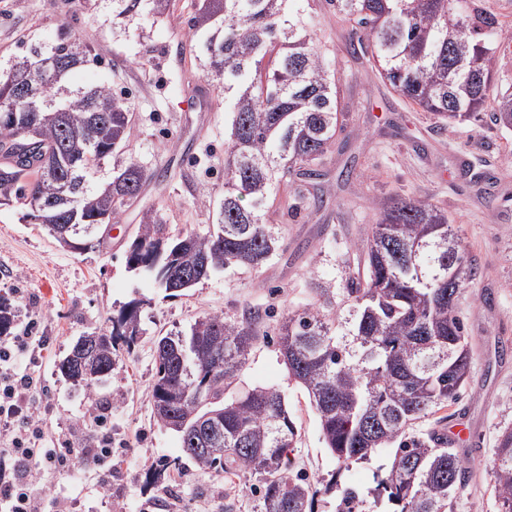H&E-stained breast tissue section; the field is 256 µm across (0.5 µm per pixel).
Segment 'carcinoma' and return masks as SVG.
Returning a JSON list of instances; mask_svg holds the SVG:
<instances>
[{
    "label": "carcinoma",
    "mask_w": 512,
    "mask_h": 512,
    "mask_svg": "<svg viewBox=\"0 0 512 512\" xmlns=\"http://www.w3.org/2000/svg\"><path fill=\"white\" fill-rule=\"evenodd\" d=\"M336 12L364 32L381 75L407 100L444 122L465 121L493 105L495 124L512 129V94L493 95L494 62L502 35L496 16L470 0H331ZM171 0H112L116 18L163 13ZM200 34L207 75L224 79L229 136L224 145V200L209 234L177 230L150 209L126 250L129 271L145 274L177 298L214 272L257 270L276 254L277 233L267 204L280 184H317L320 161L332 146L342 111L334 75L308 26L304 0H199L191 19ZM276 64L262 70L269 48ZM63 66L41 84L39 97L14 108L16 83L33 56ZM100 59L92 45L64 29L51 44L30 40L0 65V204L29 199L31 217L57 242L91 248L112 225L117 206L136 197L147 168L121 158L132 131L125 98L107 86L69 85L70 73ZM38 135L30 155L16 151L19 125ZM64 164L50 166L43 154ZM112 162V177L89 181ZM79 222L71 223V212ZM358 250L363 275L347 289L350 303L332 318L316 306L282 315L279 352L290 376L307 392L325 448L343 465L367 462L399 442L389 467L377 473L374 505L398 512H454L469 470L436 429L413 433L419 420L459 399L472 354L458 311L448 298L476 276L448 214L425 200L379 201ZM16 309L0 296V337L10 336ZM264 315L199 317L186 329L157 338L151 386L153 413L176 424L184 455L203 470L250 473L258 482L259 512H313L308 478L293 473L288 450L298 429L285 396L255 387L225 398L257 342L267 337ZM139 303L112 318L108 333L78 337L55 371L73 385H104L114 346H134ZM499 512H512V429L498 438L492 466Z\"/></svg>",
    "instance_id": "1"
}]
</instances>
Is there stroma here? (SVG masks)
Here are the masks:
<instances>
[{
	"label": "stroma",
	"mask_w": 512,
	"mask_h": 512,
	"mask_svg": "<svg viewBox=\"0 0 512 512\" xmlns=\"http://www.w3.org/2000/svg\"><path fill=\"white\" fill-rule=\"evenodd\" d=\"M493 13L506 38L498 52L495 93L512 92V0H473ZM197 0H172L163 15L120 30L112 26V0H0V62L22 41L55 40L70 27L93 45L100 64L75 70L76 85L110 86L128 98L134 114L125 155L150 172L140 195L121 208L102 246L61 247L28 218L22 200L0 204V296L17 308L16 333L34 341L26 370L34 378L28 411L46 429V444L67 456L63 474L38 478L42 512H257L253 477L204 472L187 461L178 436L155 420L151 404L153 341L158 332L187 327L206 314L241 316L245 305L266 309L273 331L283 313L321 298L314 285L344 303L362 262L354 244L374 220L375 204L390 196L431 201L457 224L462 246L476 264L475 279L459 296L472 351V373L460 399L419 424L427 430L463 416L473 437L458 453L472 477L455 512H498L490 495L494 449L512 427V129L489 112L446 125L395 93L370 53L352 51L356 29L328 0H308L311 32L335 75L344 128L325 154L326 208L292 211L290 187L269 203L267 219L280 237L276 255L260 270L229 267L170 299L154 280L126 267L125 252L142 214L154 209L172 228L206 234L224 198V86L205 76L189 20ZM349 181H339L343 168ZM141 302V334L134 347L118 345L109 382L92 395L54 368L78 336L109 330L127 303ZM239 386L281 391L299 433L290 452L317 495L314 512H336L343 489L371 501L375 472L392 449L368 463L339 467L325 447L304 388L292 379L272 340L259 342L241 371ZM111 399L105 430L112 453L85 462L67 442L93 429L97 397Z\"/></svg>",
	"instance_id": "stroma-1"
}]
</instances>
